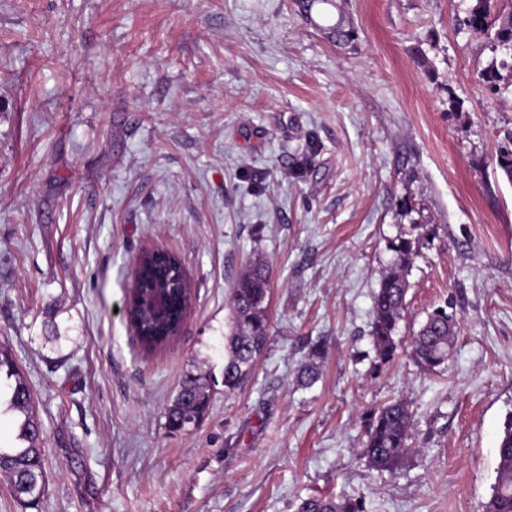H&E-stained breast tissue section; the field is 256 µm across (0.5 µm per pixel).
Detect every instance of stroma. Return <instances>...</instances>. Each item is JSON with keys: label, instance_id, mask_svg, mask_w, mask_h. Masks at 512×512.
<instances>
[{"label": "stroma", "instance_id": "1", "mask_svg": "<svg viewBox=\"0 0 512 512\" xmlns=\"http://www.w3.org/2000/svg\"><path fill=\"white\" fill-rule=\"evenodd\" d=\"M471 3L0 0V349L45 450L36 506L0 475V512H482L512 417V86L481 80ZM401 238L419 253L381 367L373 298ZM153 247L192 305L146 355L125 307ZM258 256L270 339L228 395L231 288ZM441 304L459 333L424 372L407 346ZM190 372L210 405L172 431ZM395 399L415 452L389 473L360 449ZM297 512H365L364 503L342 499L336 501L332 498H307L298 505Z\"/></svg>", "mask_w": 512, "mask_h": 512}]
</instances>
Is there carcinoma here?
<instances>
[{
	"mask_svg": "<svg viewBox=\"0 0 512 512\" xmlns=\"http://www.w3.org/2000/svg\"><path fill=\"white\" fill-rule=\"evenodd\" d=\"M465 24L492 40L491 48L500 42L511 46L501 59H492L483 80L490 89L497 88L502 79L501 70H508L512 78V13L503 19L496 9V0H475L467 10ZM497 163L506 178L512 181V132L498 149ZM394 260L382 274L373 300L371 335L379 364L394 360L399 344L396 329L405 309L409 288L408 272L416 254L410 240L391 245ZM163 263L157 259L145 260L139 268L137 286L127 308V314L140 331L139 342L146 352L161 350L177 339L175 324L179 321L190 295L172 302L170 314L161 320L149 318L145 307L149 294L159 287ZM271 291L268 267L256 258L241 272L232 286V328L225 337L224 393H233L253 376L258 356L269 339L268 303ZM457 325L453 315L439 306L429 313L410 342V355L417 367L433 372L448 361ZM15 378L10 401L11 408L25 414L20 438L25 446L0 448V470L10 477V494L19 504L32 505L44 491V454L39 423L31 412L32 395L12 358L0 351V371ZM210 403V381L205 375L189 374L181 382L176 397L168 405L167 426L175 431L195 425L207 412ZM413 419L409 406L396 400L373 412L365 432L362 455L369 465L380 471L394 472L415 452L412 448ZM297 512H365L364 503L332 498H307L300 502ZM483 512H512V424L508 425L498 448L496 479Z\"/></svg>",
	"mask_w": 512,
	"mask_h": 512,
	"instance_id": "obj_1",
	"label": "carcinoma"
}]
</instances>
